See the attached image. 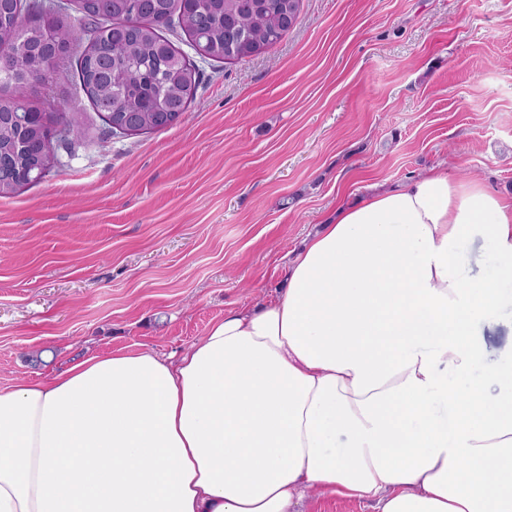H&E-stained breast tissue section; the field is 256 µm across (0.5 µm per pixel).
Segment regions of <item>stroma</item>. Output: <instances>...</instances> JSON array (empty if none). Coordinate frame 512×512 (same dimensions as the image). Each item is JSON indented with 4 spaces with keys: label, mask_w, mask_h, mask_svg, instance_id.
Listing matches in <instances>:
<instances>
[{
    "label": "stroma",
    "mask_w": 512,
    "mask_h": 512,
    "mask_svg": "<svg viewBox=\"0 0 512 512\" xmlns=\"http://www.w3.org/2000/svg\"><path fill=\"white\" fill-rule=\"evenodd\" d=\"M168 129L84 138L0 198V387L125 347L168 356L279 295L303 242L370 185L447 167L512 195V0H302L265 52L201 60Z\"/></svg>",
    "instance_id": "1"
}]
</instances>
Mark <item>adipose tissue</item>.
Instances as JSON below:
<instances>
[{"label":"adipose tissue","mask_w":512,"mask_h":512,"mask_svg":"<svg viewBox=\"0 0 512 512\" xmlns=\"http://www.w3.org/2000/svg\"><path fill=\"white\" fill-rule=\"evenodd\" d=\"M495 257L468 278L473 236ZM512 197L433 168L339 208L282 294L172 359L0 387V512H512ZM511 321V310H505L497 323L485 328V342L490 357H495L497 351L511 340L509 336V323ZM307 509L313 512H373L366 501H347L335 496L316 497L308 503Z\"/></svg>","instance_id":"1"}]
</instances>
